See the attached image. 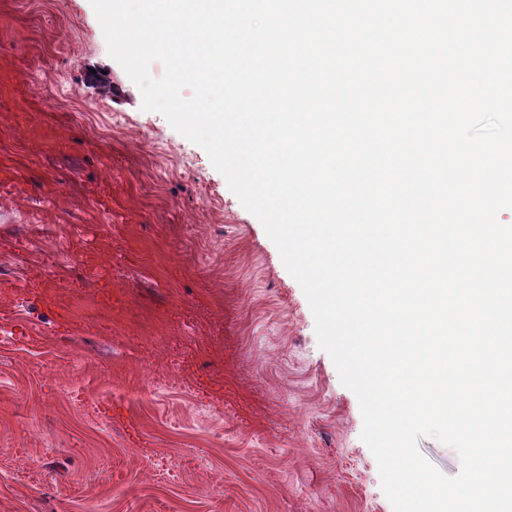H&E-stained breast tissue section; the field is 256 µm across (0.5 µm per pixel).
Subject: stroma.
I'll return each mask as SVG.
<instances>
[{
	"instance_id": "1",
	"label": "stroma",
	"mask_w": 512,
	"mask_h": 512,
	"mask_svg": "<svg viewBox=\"0 0 512 512\" xmlns=\"http://www.w3.org/2000/svg\"><path fill=\"white\" fill-rule=\"evenodd\" d=\"M3 210L0 512H393L301 286L90 0H0Z\"/></svg>"
}]
</instances>
